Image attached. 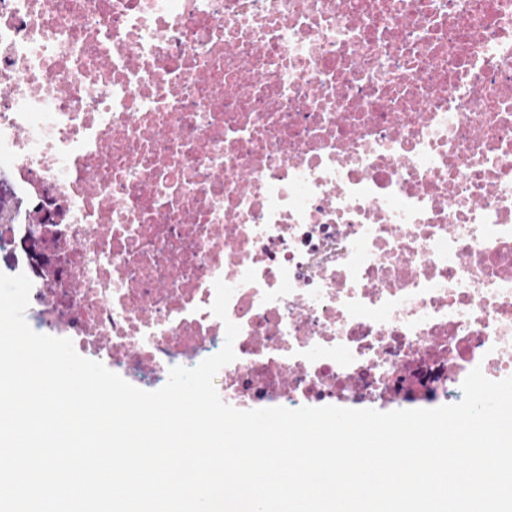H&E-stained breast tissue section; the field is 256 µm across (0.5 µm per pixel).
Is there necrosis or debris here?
Returning a JSON list of instances; mask_svg holds the SVG:
<instances>
[{
    "mask_svg": "<svg viewBox=\"0 0 512 512\" xmlns=\"http://www.w3.org/2000/svg\"><path fill=\"white\" fill-rule=\"evenodd\" d=\"M0 171L29 312L142 388L229 321L225 400L512 376V0H0Z\"/></svg>",
    "mask_w": 512,
    "mask_h": 512,
    "instance_id": "obj_1",
    "label": "necrosis or debris"
}]
</instances>
